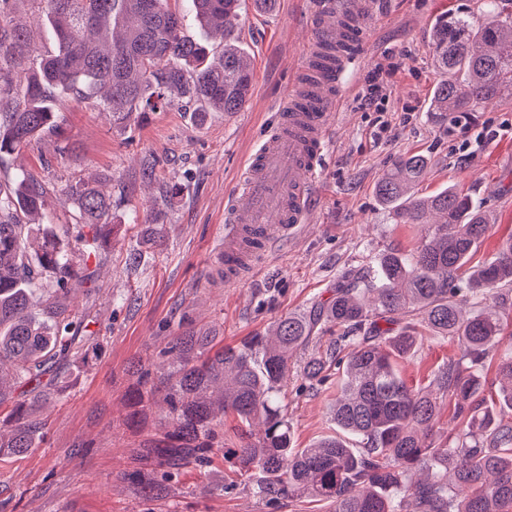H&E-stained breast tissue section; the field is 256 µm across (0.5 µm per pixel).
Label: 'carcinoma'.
Masks as SVG:
<instances>
[{"label":"carcinoma","instance_id":"cac0c4a2","mask_svg":"<svg viewBox=\"0 0 512 512\" xmlns=\"http://www.w3.org/2000/svg\"><path fill=\"white\" fill-rule=\"evenodd\" d=\"M15 0H0V159L48 134L62 135L51 100L59 92L85 97L112 120L195 101L203 110L240 111L252 87L250 61L237 27L240 0H190L201 26L220 36L219 61L203 42L183 32V16L171 0H42L54 53L33 54L30 30L14 22ZM479 25L467 16H442L431 28L433 66L439 75L429 103L440 124L456 122L512 86V0ZM428 169L414 154L397 158L379 179L376 195L397 224H422L414 251L389 250L343 281L327 302L307 315L277 320L268 333L240 346L214 348V337L184 332L173 337L165 385L168 428L142 449L133 474L138 487L161 494L165 481L185 465L224 457L243 472L258 470V493L277 501L314 497L333 512H512V344L501 349L512 286V238L495 260L464 271L490 229L487 215L454 186L429 196L412 192ZM92 239L70 226L34 227L46 189L28 176L0 181V406L15 383H42L58 360L87 362L95 337L82 336L84 313L67 304L70 290L94 280L95 271L73 259L90 243L112 235L107 223L112 195L81 181L62 188ZM50 285L45 297L37 290ZM342 330L326 350L304 360V374L323 379L342 363L343 379L331 409L336 434L310 448L291 446L292 427L283 388L291 360L315 328ZM426 336L457 342L471 371L450 360L434 380L437 392L414 389L397 360ZM493 358L506 381L500 417L478 372ZM129 395L144 407L146 387ZM217 387L218 399L210 389ZM457 423L440 426L443 402ZM22 404L14 425L0 435V452H28L43 423ZM232 413L255 433H241L240 447L217 441ZM165 467L163 472L156 467ZM422 469L420 483L412 474Z\"/></svg>","mask_w":512,"mask_h":512}]
</instances>
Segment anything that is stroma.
Here are the masks:
<instances>
[{
  "label": "stroma",
  "instance_id": "obj_1",
  "mask_svg": "<svg viewBox=\"0 0 512 512\" xmlns=\"http://www.w3.org/2000/svg\"><path fill=\"white\" fill-rule=\"evenodd\" d=\"M318 2L277 0L275 10L262 12L253 0H241L239 31L253 61L251 95L241 111L201 120L195 107L181 106L116 124L70 97L62 136L32 142L0 162L2 179L29 173L48 183L45 217L56 224L80 221L61 194L67 182L100 181L112 195L114 226L110 242L87 261L98 273L94 289L71 294L97 338L96 356L67 363L48 380L56 397L41 408L38 447L0 455V512H332L330 503L308 498L262 499L254 473L233 472L219 458L207 468L185 466L159 497L127 480L139 448L165 432L163 351L183 330L240 345L277 319L326 302L345 276L381 253L415 250L422 226L393 223L376 196L379 178L402 155L429 160L419 193L452 184L489 216L492 230L472 265L492 261L512 237V91L470 113L462 127L439 126L427 110L438 79L431 64L435 18L480 19L484 0H369L363 51L344 75L341 115L327 132L311 224L259 272L225 287V196L248 152L277 121ZM379 64L395 65L396 72L377 112L363 94ZM151 221L164 227L160 241L146 238ZM460 356L456 342L426 340L398 368L408 385L422 387ZM141 367L150 370L156 392L130 426L126 393ZM338 389V375L316 382L293 367L284 392L294 447L335 434L329 409Z\"/></svg>",
  "mask_w": 512,
  "mask_h": 512
}]
</instances>
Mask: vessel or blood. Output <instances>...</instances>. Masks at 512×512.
<instances>
[{"mask_svg":"<svg viewBox=\"0 0 512 512\" xmlns=\"http://www.w3.org/2000/svg\"><path fill=\"white\" fill-rule=\"evenodd\" d=\"M313 38L281 103L280 125L250 157L224 206V283L256 273L267 256L309 223L318 168L340 78L360 53L364 30L339 0H321Z\"/></svg>","mask_w":512,"mask_h":512,"instance_id":"obj_1","label":"vessel or blood"}]
</instances>
